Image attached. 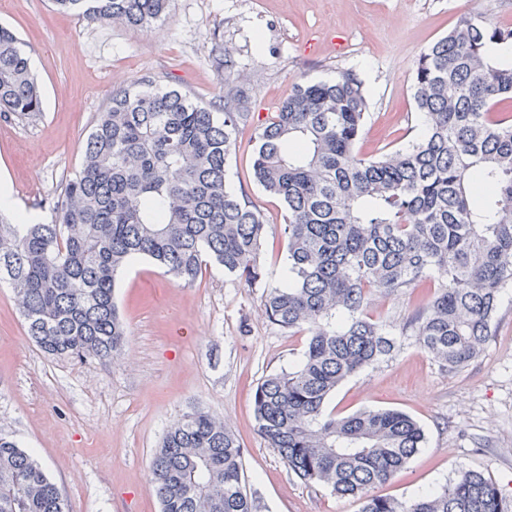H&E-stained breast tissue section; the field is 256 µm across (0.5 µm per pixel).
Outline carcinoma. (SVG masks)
Listing matches in <instances>:
<instances>
[{
	"label": "carcinoma",
	"instance_id": "1",
	"mask_svg": "<svg viewBox=\"0 0 512 512\" xmlns=\"http://www.w3.org/2000/svg\"><path fill=\"white\" fill-rule=\"evenodd\" d=\"M54 2L139 27L160 21L171 0ZM413 99L424 133L375 155L357 149L369 103L352 70L297 84L256 129L254 179L285 209L288 271L272 283L264 219L247 194L226 189L237 131L251 118L242 87L224 79L214 107L150 80L113 93L80 171L53 202L54 220L16 224L0 212V279L27 336L53 358L109 362L129 336L113 298L128 261L147 256L187 285L213 263L267 288L272 324L307 333L300 361L266 375L253 397L255 430L288 471L361 500L360 512H512V499L477 471L413 500L366 495L407 467L424 431L396 409L325 412L340 383L392 357V326L369 314L377 297L430 292L403 329L455 371L482 351L512 284V24L460 15L420 51ZM40 110L28 57L0 28V112ZM477 183L495 187L479 208ZM149 472L161 512H255L244 448L222 416L185 412ZM0 512H70L57 484L2 433Z\"/></svg>",
	"mask_w": 512,
	"mask_h": 512
}]
</instances>
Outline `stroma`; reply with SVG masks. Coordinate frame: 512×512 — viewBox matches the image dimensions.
<instances>
[{"instance_id":"stroma-1","label":"stroma","mask_w":512,"mask_h":512,"mask_svg":"<svg viewBox=\"0 0 512 512\" xmlns=\"http://www.w3.org/2000/svg\"><path fill=\"white\" fill-rule=\"evenodd\" d=\"M470 11L505 22L512 0H172L163 21L138 28L66 13L53 0H0V26L18 36L42 97L37 115L0 117V182L21 209L50 222V202L81 168L82 145L113 90L150 79L211 104L224 93L212 58L220 40L254 114L237 132L226 183L266 219L261 260L280 274L284 210L252 177L257 126L295 84L353 69L369 96L359 151L419 138L414 61ZM262 294L212 264L184 286L135 258L115 288L129 340L102 363L46 356L0 282V432L38 461L72 512H160L148 488L150 456L169 425L198 406L239 433L257 512H359V500L298 480L253 427L258 383L306 345L269 322ZM364 407L402 410L425 434L407 468L371 495L409 500L474 470L512 497V286L465 368L448 370L403 336L388 361L351 377L325 404L336 415Z\"/></svg>"}]
</instances>
